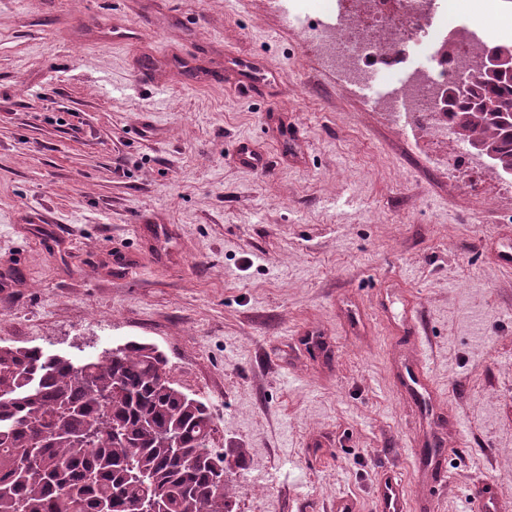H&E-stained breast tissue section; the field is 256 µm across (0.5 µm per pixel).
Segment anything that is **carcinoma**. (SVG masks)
Listing matches in <instances>:
<instances>
[{
	"label": "carcinoma",
	"instance_id": "cac0c4a2",
	"mask_svg": "<svg viewBox=\"0 0 512 512\" xmlns=\"http://www.w3.org/2000/svg\"><path fill=\"white\" fill-rule=\"evenodd\" d=\"M486 62L446 115L458 142L512 175V76ZM212 432L209 407L147 343L76 361L0 346V512H236L228 476L247 451L209 447Z\"/></svg>",
	"mask_w": 512,
	"mask_h": 512
}]
</instances>
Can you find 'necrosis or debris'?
Masks as SVG:
<instances>
[{
    "label": "necrosis or debris",
    "instance_id": "necrosis-or-debris-1",
    "mask_svg": "<svg viewBox=\"0 0 512 512\" xmlns=\"http://www.w3.org/2000/svg\"><path fill=\"white\" fill-rule=\"evenodd\" d=\"M322 0L331 22L315 28L309 38L320 57L335 71L340 85L361 89L381 80L389 88L386 111L403 110L410 117L430 121L445 133L441 95L449 77L468 70L476 57L499 45L487 28L452 20L448 0ZM437 52L434 68H415L403 80L409 57L427 59Z\"/></svg>",
    "mask_w": 512,
    "mask_h": 512
}]
</instances>
